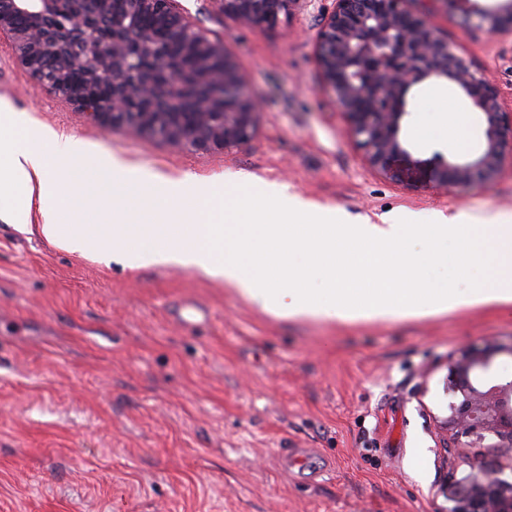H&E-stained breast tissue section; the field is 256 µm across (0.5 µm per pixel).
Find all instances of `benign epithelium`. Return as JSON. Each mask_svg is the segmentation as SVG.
I'll return each instance as SVG.
<instances>
[{
  "label": "benign epithelium",
  "mask_w": 512,
  "mask_h": 512,
  "mask_svg": "<svg viewBox=\"0 0 512 512\" xmlns=\"http://www.w3.org/2000/svg\"><path fill=\"white\" fill-rule=\"evenodd\" d=\"M177 0H0V36L20 65L57 100L102 127L195 152L232 151L258 132L259 102L224 43L212 40ZM244 27H273L316 0H210ZM478 0H332L314 53L336 109L388 181L467 187L492 182L512 147V111L483 69L461 54L429 16L453 8L492 38L512 37V0L495 9ZM193 56L183 69L170 47ZM431 79L454 85L482 114V148L459 160L411 159L401 137L409 91ZM142 104L138 112L130 103ZM512 343L489 340L450 368L445 459L458 460L438 512H512V379L494 365Z\"/></svg>",
  "instance_id": "1"
}]
</instances>
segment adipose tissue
<instances>
[{"label":"adipose tissue","instance_id":"1","mask_svg":"<svg viewBox=\"0 0 512 512\" xmlns=\"http://www.w3.org/2000/svg\"><path fill=\"white\" fill-rule=\"evenodd\" d=\"M245 223H237L238 215ZM0 220L103 265H177L278 318L394 322L512 307V222L464 211L350 223L264 185L247 201L125 162L0 103ZM489 234L480 241L476 229ZM493 273L459 287L481 262ZM442 268L435 282L429 269Z\"/></svg>","mask_w":512,"mask_h":512}]
</instances>
